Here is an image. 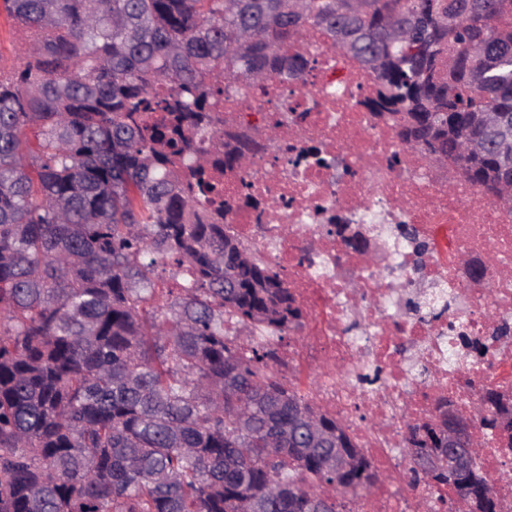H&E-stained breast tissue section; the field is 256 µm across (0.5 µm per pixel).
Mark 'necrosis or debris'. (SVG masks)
I'll list each match as a JSON object with an SVG mask.
<instances>
[{"label": "necrosis or debris", "instance_id": "4bbe7bcc", "mask_svg": "<svg viewBox=\"0 0 512 512\" xmlns=\"http://www.w3.org/2000/svg\"><path fill=\"white\" fill-rule=\"evenodd\" d=\"M305 85L241 81L216 101L217 132H245L260 142L242 165L216 154L211 175L228 205L224 223L264 250L307 311L302 341L281 346L292 378L327 414L350 424L385 480L344 502L339 512H445L450 491L405 486L406 421L435 413L437 402L475 410L481 379L512 397V206L464 181L449 164L406 149L395 123L375 105L377 87L353 58L323 35L303 47ZM314 147L330 161L307 157ZM359 224L374 246L363 254L327 233ZM412 225L430 243L426 255L395 236ZM492 256L495 267L472 279L459 256ZM483 339L489 359L473 363L449 335V323ZM384 365L368 387L356 362ZM480 468L499 491L498 512H512V448L481 439Z\"/></svg>", "mask_w": 512, "mask_h": 512}]
</instances>
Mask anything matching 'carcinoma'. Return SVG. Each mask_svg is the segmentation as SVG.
I'll return each instance as SVG.
<instances>
[{
  "label": "carcinoma",
  "instance_id": "1",
  "mask_svg": "<svg viewBox=\"0 0 512 512\" xmlns=\"http://www.w3.org/2000/svg\"><path fill=\"white\" fill-rule=\"evenodd\" d=\"M33 39L0 71V512H311L384 479L351 427L273 367L306 311L202 216L224 77L298 79L324 32L401 114L399 138L483 193L512 187V0H0ZM415 252L430 243L400 224ZM360 250L357 227L336 225ZM172 270H167V266ZM170 272L169 277L163 273ZM258 336L247 347L227 324ZM330 436L303 450L288 424ZM436 423L407 445L440 447ZM340 452L349 469L328 468ZM450 486L410 468L411 488ZM456 494L495 512L478 467Z\"/></svg>",
  "mask_w": 512,
  "mask_h": 512
}]
</instances>
